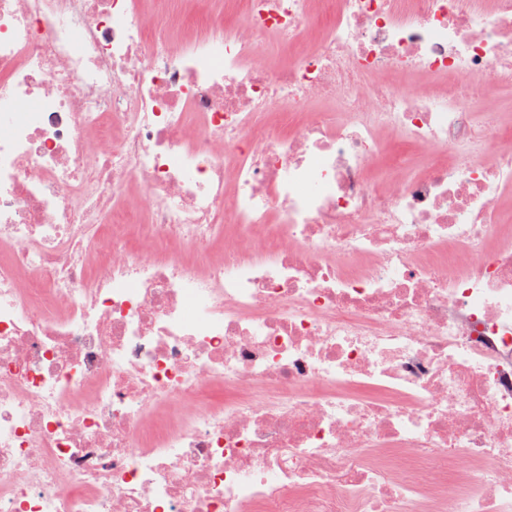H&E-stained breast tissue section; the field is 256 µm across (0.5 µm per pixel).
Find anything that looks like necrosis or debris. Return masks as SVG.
Masks as SVG:
<instances>
[{"label": "necrosis or debris", "mask_w": 512, "mask_h": 512, "mask_svg": "<svg viewBox=\"0 0 512 512\" xmlns=\"http://www.w3.org/2000/svg\"><path fill=\"white\" fill-rule=\"evenodd\" d=\"M0 0V512H512V0Z\"/></svg>", "instance_id": "4bbe7bcc"}]
</instances>
